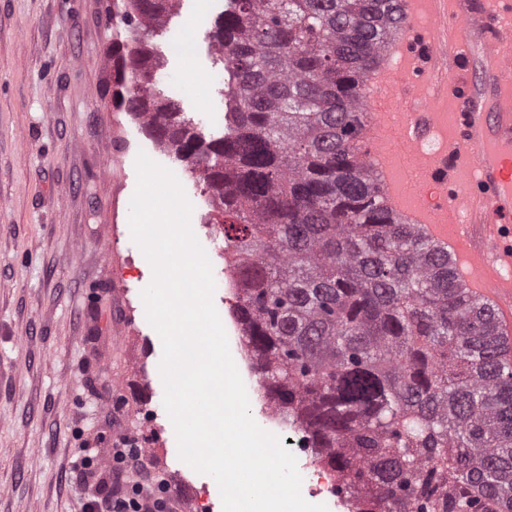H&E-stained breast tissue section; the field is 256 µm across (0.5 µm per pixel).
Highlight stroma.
Segmentation results:
<instances>
[{
  "label": "stroma",
  "instance_id": "obj_1",
  "mask_svg": "<svg viewBox=\"0 0 512 512\" xmlns=\"http://www.w3.org/2000/svg\"><path fill=\"white\" fill-rule=\"evenodd\" d=\"M226 0H181L154 31L156 81L206 138L226 127L209 38ZM112 0H0V512H75L79 449H157L150 469L222 512L211 476L186 468L163 404V345L142 315L150 270L126 230L138 153L170 169L193 206L224 307V237L186 163L112 100Z\"/></svg>",
  "mask_w": 512,
  "mask_h": 512
}]
</instances>
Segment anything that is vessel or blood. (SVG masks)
<instances>
[{
  "mask_svg": "<svg viewBox=\"0 0 512 512\" xmlns=\"http://www.w3.org/2000/svg\"><path fill=\"white\" fill-rule=\"evenodd\" d=\"M399 32L364 81L362 141L383 204L448 252L512 362V0H389ZM441 149L421 148L428 136ZM420 174L414 207L401 200Z\"/></svg>",
  "mask_w": 512,
  "mask_h": 512,
  "instance_id": "b4317fda",
  "label": "vessel or blood"
}]
</instances>
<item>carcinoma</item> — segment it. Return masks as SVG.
I'll return each mask as SVG.
<instances>
[{
	"instance_id": "obj_1",
	"label": "carcinoma",
	"mask_w": 512,
	"mask_h": 512,
	"mask_svg": "<svg viewBox=\"0 0 512 512\" xmlns=\"http://www.w3.org/2000/svg\"><path fill=\"white\" fill-rule=\"evenodd\" d=\"M177 0H122L113 92L191 165L239 256L237 317L268 400L357 512H512V365L448 253L390 218L360 105L396 19L382 0H232L228 132L157 89L146 41Z\"/></svg>"
}]
</instances>
